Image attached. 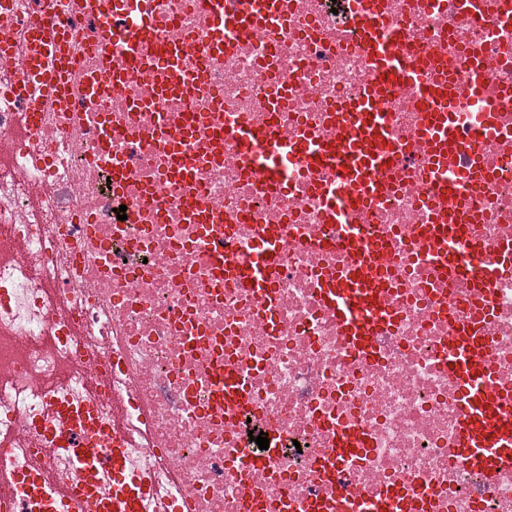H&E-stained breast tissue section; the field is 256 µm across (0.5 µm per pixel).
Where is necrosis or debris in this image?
Returning a JSON list of instances; mask_svg holds the SVG:
<instances>
[{
  "mask_svg": "<svg viewBox=\"0 0 512 512\" xmlns=\"http://www.w3.org/2000/svg\"><path fill=\"white\" fill-rule=\"evenodd\" d=\"M287 24L233 38L224 53L208 46L213 17L199 0H150L139 19L153 30L142 43L149 68L130 72L85 110L107 113L105 140L82 112L49 113L44 130L28 133L21 106L8 87L27 67L17 56L0 67V332L13 341L1 353L12 367L0 385V436L19 455L33 454L34 425L46 424L43 401L52 395L111 406L86 382L74 381L68 361L120 337L138 365L123 388L150 407L149 426L173 466L178 487L195 512H303L307 500L412 493L417 512H512V470L486 486L457 453V388L443 365L454 326L470 325L486 338L496 388L512 394V270L500 265L512 243V0H488L476 18L456 0H390L391 25L405 32L404 49L430 57L454 82L469 78V59L484 66L478 96L456 98L460 132L486 112L497 134L480 141L486 186L469 198L477 212L474 234L481 263L493 274L488 297L469 283L439 279L412 233L429 224L419 146L422 114L416 93L401 86L383 105L405 148L385 202L368 209L366 224L386 229V269L394 320L377 338L379 355L362 361L347 349L318 294L323 272L345 266L347 252L317 249L332 235L316 185L325 172L292 171L283 194L246 177L237 143L225 139L212 154L213 115L238 113L246 124L270 127L282 138L299 128L332 133L341 103L375 80L353 48L348 0H289ZM190 41L184 67L197 84L159 92L168 73L170 40ZM49 157L33 166L31 153ZM192 181L179 179L177 162ZM125 184L113 186L114 163ZM220 216L229 241L226 260L253 259L260 226L288 224L269 290L241 287L209 256L205 224L190 205ZM125 207L118 220L116 207ZM27 247L11 252L12 242ZM72 295L74 315L87 331L58 348L43 344L47 315L61 293ZM229 367L245 388L244 413L222 415L215 372ZM345 424L364 437L362 456L337 481L323 478L320 462ZM275 437L261 463L243 472L228 459L249 447L250 434Z\"/></svg>",
  "mask_w": 512,
  "mask_h": 512,
  "instance_id": "1",
  "label": "necrosis or debris"
}]
</instances>
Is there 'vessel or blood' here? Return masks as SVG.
Wrapping results in <instances>:
<instances>
[{"instance_id": "obj_1", "label": "vessel or blood", "mask_w": 512, "mask_h": 512, "mask_svg": "<svg viewBox=\"0 0 512 512\" xmlns=\"http://www.w3.org/2000/svg\"><path fill=\"white\" fill-rule=\"evenodd\" d=\"M383 9L384 0H352L357 49L377 79L358 98L337 107L335 138L301 132L281 141L272 130L252 128L236 113H225L221 121L225 134L239 145V159L246 174L264 180L271 191L284 190L282 176L292 165L307 170L333 169V180L318 184L317 190L324 201L327 224L342 228L335 244L350 252L352 260L323 275L320 293L348 350L364 360L377 356L376 338L392 312L384 303L387 290L376 274L383 251L380 237L369 225L357 222L355 216L386 199L402 152L380 103L382 94L395 83L417 88L419 109L426 114L421 136L427 149L441 160L432 181L437 221L420 226L415 237L441 278H465L483 291L492 281L491 273L480 268L475 259L481 245L469 235L471 224L464 218L468 207L458 195L460 188L468 189L480 182L482 164L476 158L477 145L479 139L490 134L492 125H480L468 138L459 135L452 93L436 89L425 60L398 52L388 35ZM215 21L220 35L210 49L218 52L224 48L223 32L240 30L239 12L224 11ZM70 39L60 19L58 0H39L27 22L0 37L1 61L11 60L18 52L28 58L27 69L11 85L10 92L22 103V121L31 131L41 129L47 110L73 107L67 83ZM463 154L471 156L473 162L460 169L456 160ZM287 233V226L275 224L256 241L252 263L236 271L248 287L268 286ZM94 364L97 381L107 392L113 381L129 373L131 367L128 359L113 358L108 344L101 348ZM445 366L458 386L460 456L487 484H494L500 471L512 468V396L493 386L486 343L473 327H459L449 337ZM245 400L241 384L232 374H225V409L237 411ZM46 406L64 417L65 427L60 431L44 429L33 446L45 459L59 451L70 453L76 477L59 480L45 465L34 470L20 468L10 440L1 439L0 512H148L154 503L159 504L160 512H194L192 499L178 491L157 500L152 471L133 459V448L151 444L145 407L130 400L120 401L114 407L115 421L105 424L92 404L70 408L51 398ZM357 445L353 431L338 426L336 451L324 465V473L332 474L336 464Z\"/></svg>"}]
</instances>
